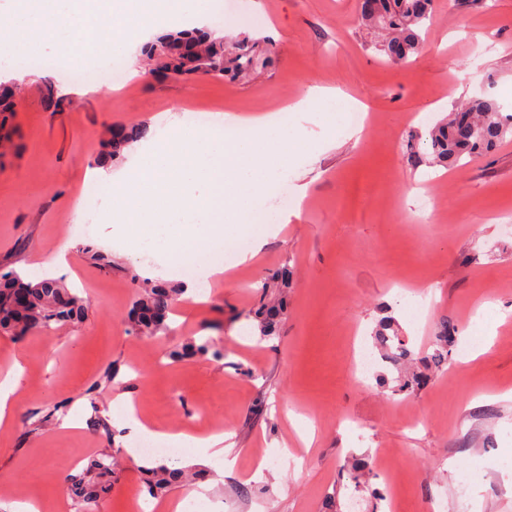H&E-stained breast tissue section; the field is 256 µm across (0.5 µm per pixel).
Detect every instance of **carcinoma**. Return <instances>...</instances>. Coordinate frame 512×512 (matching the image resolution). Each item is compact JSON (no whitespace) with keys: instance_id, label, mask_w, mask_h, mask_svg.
<instances>
[{"instance_id":"obj_1","label":"carcinoma","mask_w":512,"mask_h":512,"mask_svg":"<svg viewBox=\"0 0 512 512\" xmlns=\"http://www.w3.org/2000/svg\"><path fill=\"white\" fill-rule=\"evenodd\" d=\"M434 0H359L361 21L379 35L378 50L390 63L401 65L419 54L421 33L431 20ZM143 54L157 69L169 71L187 79L204 70L220 79H245L266 69L272 55L261 41L243 34L234 40L214 37L205 29L167 31L142 48ZM13 94L0 95V141H11V120L14 114ZM149 127L133 125L117 127L105 138L108 158L121 156L131 143L147 138ZM512 134V115L503 116L488 100H476L448 119L437 123L424 138L417 136L407 144V159L415 167L421 165L454 166L463 157L489 153L500 141ZM290 270H275L259 286L260 303L250 314L259 331V339L269 341L278 336V326L284 310L281 294L288 288ZM177 289L144 283L129 315V329L140 336L163 334L169 328L168 320L176 299ZM87 302L55 281L41 280L25 283L15 273L0 276V328L18 335L32 330L48 329L53 323L79 322L85 316ZM458 328L442 319L431 342L432 352L424 357L425 371L401 373V367L413 360L408 343L386 320L374 332V347L380 360L400 371L398 391L415 393L427 380V372L443 371L456 339ZM224 357L211 339H193L170 352V358L179 360L198 355ZM353 490L360 492L370 476L365 459L351 456L340 461ZM191 476L183 468L174 467L168 459L150 470L151 493L159 495L174 484L188 485ZM75 496L85 512L95 509L98 489L82 481L75 484Z\"/></svg>"}]
</instances>
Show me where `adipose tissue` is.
Instances as JSON below:
<instances>
[{
  "label": "adipose tissue",
  "mask_w": 512,
  "mask_h": 512,
  "mask_svg": "<svg viewBox=\"0 0 512 512\" xmlns=\"http://www.w3.org/2000/svg\"><path fill=\"white\" fill-rule=\"evenodd\" d=\"M299 145L298 128L227 113L206 130L167 127L136 146L131 168L116 173L102 162L89 176L110 189L103 221L127 260L146 249L171 269L194 260L200 278L218 282L225 238L245 231L244 217L260 210L283 170L298 162Z\"/></svg>",
  "instance_id": "ef3b65f1"
}]
</instances>
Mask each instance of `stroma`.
Instances as JSON below:
<instances>
[{"mask_svg":"<svg viewBox=\"0 0 512 512\" xmlns=\"http://www.w3.org/2000/svg\"><path fill=\"white\" fill-rule=\"evenodd\" d=\"M357 0H214L212 28L272 41L270 68L243 80H183L141 69L124 89L101 85L49 108L45 87L69 85V69H27L16 83L13 147L0 157V265L29 277L66 250L72 288L88 305L79 323L22 336L0 331V376L23 367V400L0 428V505L35 500L40 512H81L68 475L114 456L118 469L95 512H133L149 497L146 467L107 430L66 429L47 419L54 405L90 418L120 416L127 393L141 418L169 433H230L231 476L220 459L196 463L197 448L173 454L198 475L206 497L231 512H512V321L491 327L479 307L512 306V136L460 165L413 167L406 146L456 107L482 97L512 113V0H435L422 51L386 63L372 29L357 21ZM335 87L337 111L362 103L369 123L348 138L343 120L304 124L303 160L290 184L307 186L298 218L270 237L252 262L227 270L206 300L178 303L173 330L146 339L129 332L134 279L168 283L155 261L133 266L96 226L104 270L81 245L74 211L84 172L101 153L100 133L195 109L242 115L284 111L305 87ZM430 195L434 223L405 218ZM289 267L288 313L280 335L259 341L249 311L257 285ZM459 332L448 370L414 395L390 396L375 378L350 375L359 345L392 320L425 355L441 319ZM209 337L223 358L167 353ZM479 350L467 360L469 350ZM112 382H103L106 369ZM311 420L303 448L288 416ZM390 452L400 476L392 503L375 500L382 478L353 496L339 460L354 453L377 465Z\"/></svg>","mask_w":512,"mask_h":512,"instance_id":"obj_1","label":"stroma"}]
</instances>
